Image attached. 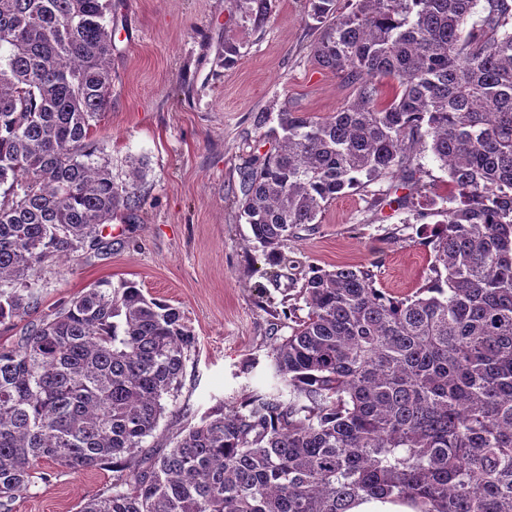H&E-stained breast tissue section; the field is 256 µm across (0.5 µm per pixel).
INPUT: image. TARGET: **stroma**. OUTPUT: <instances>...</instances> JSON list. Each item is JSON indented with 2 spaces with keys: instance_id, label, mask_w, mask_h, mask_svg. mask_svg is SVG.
Masks as SVG:
<instances>
[{
  "instance_id": "35a3bbf8",
  "label": "stroma",
  "mask_w": 512,
  "mask_h": 512,
  "mask_svg": "<svg viewBox=\"0 0 512 512\" xmlns=\"http://www.w3.org/2000/svg\"><path fill=\"white\" fill-rule=\"evenodd\" d=\"M250 0H112L111 102L91 131L113 176L130 160L145 172L136 223L114 218L102 242L76 260L41 269L43 312L101 281L138 283L178 307L195 336L176 398L146 448H171L179 430L212 408L276 390L270 352L288 335L283 313L307 314L299 296L309 266L373 265L376 286L416 292L433 260L434 217L414 218L379 181L328 204L319 223L298 228L282 267L266 263L239 208L246 162L273 147L274 106L315 116L353 97L349 84L319 68L307 0H267L256 19ZM233 49L238 60L225 67ZM43 480L14 512H78L102 493L111 467L72 470L44 461Z\"/></svg>"
}]
</instances>
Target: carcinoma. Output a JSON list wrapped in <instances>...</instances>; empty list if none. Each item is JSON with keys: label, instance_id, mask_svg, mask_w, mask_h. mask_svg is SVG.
Segmentation results:
<instances>
[{"label": "carcinoma", "instance_id": "carcinoma-1", "mask_svg": "<svg viewBox=\"0 0 512 512\" xmlns=\"http://www.w3.org/2000/svg\"><path fill=\"white\" fill-rule=\"evenodd\" d=\"M483 16L473 20L479 2ZM315 63L352 86L326 117L278 111L283 137L243 173L268 263L326 204L415 179L428 150L427 283L394 297L366 265H313L308 308L270 354L286 391L220 405L163 453L144 449L195 337L131 280L38 314V271L136 222L139 167L116 181L89 143L110 104L112 0H0V512L43 460L112 464L79 512H512V4L308 0ZM424 167L426 173H422L420 182V191H418L417 199L423 200L422 197L425 194L435 189L438 192H446L448 190V175L439 167V163L434 161L430 151H426L422 154L415 153L411 157V167H417V165ZM432 184H435L434 186ZM431 187V189H429Z\"/></svg>", "mask_w": 512, "mask_h": 512}]
</instances>
